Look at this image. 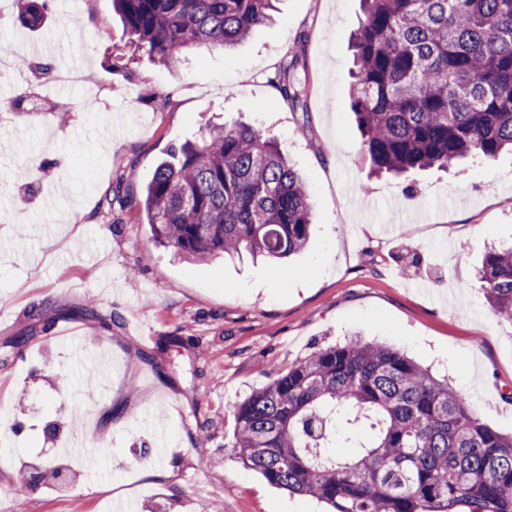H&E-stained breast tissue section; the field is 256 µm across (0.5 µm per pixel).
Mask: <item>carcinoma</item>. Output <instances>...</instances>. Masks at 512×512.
<instances>
[{
	"mask_svg": "<svg viewBox=\"0 0 512 512\" xmlns=\"http://www.w3.org/2000/svg\"><path fill=\"white\" fill-rule=\"evenodd\" d=\"M274 0H113L131 42L170 64L228 50ZM351 109L373 170L401 176L512 150V0H361ZM48 0H24L37 24ZM282 96L299 102L290 69ZM155 242L195 261L281 260L307 243L311 197L261 124L215 125L173 150L144 186ZM483 296L512 321V245L489 248ZM245 465L331 512H512V435L405 353L350 337L317 348L233 407ZM352 456L326 451L332 438Z\"/></svg>",
	"mask_w": 512,
	"mask_h": 512,
	"instance_id": "1",
	"label": "carcinoma"
}]
</instances>
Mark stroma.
I'll use <instances>...</instances> for the list:
<instances>
[{"label": "stroma", "instance_id": "obj_1", "mask_svg": "<svg viewBox=\"0 0 512 512\" xmlns=\"http://www.w3.org/2000/svg\"><path fill=\"white\" fill-rule=\"evenodd\" d=\"M360 16V0H278L231 51L163 65L112 0H82L63 25L9 10L0 50L84 83L54 93L68 122L21 112L0 128V512H325L243 464L231 408L350 332L448 374L512 433V323L476 276L487 246L512 244V153L372 175L349 98ZM300 44L293 78L310 93L293 103L275 76ZM254 119L312 196L305 248L275 268L156 246L139 208L152 169L206 123ZM117 185L126 202L107 207ZM23 458L58 480L20 485Z\"/></svg>", "mask_w": 512, "mask_h": 512}]
</instances>
